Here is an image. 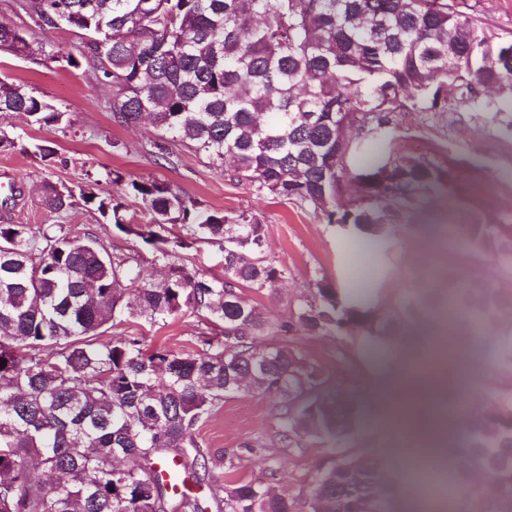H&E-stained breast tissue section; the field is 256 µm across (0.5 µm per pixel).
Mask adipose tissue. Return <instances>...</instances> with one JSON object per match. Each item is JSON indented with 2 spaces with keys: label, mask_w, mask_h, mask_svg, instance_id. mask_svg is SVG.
I'll return each instance as SVG.
<instances>
[{
  "label": "adipose tissue",
  "mask_w": 512,
  "mask_h": 512,
  "mask_svg": "<svg viewBox=\"0 0 512 512\" xmlns=\"http://www.w3.org/2000/svg\"><path fill=\"white\" fill-rule=\"evenodd\" d=\"M424 351L410 355L392 377L389 389H403L404 400L387 407L381 424L389 433L390 453L407 464L437 465L447 456V439L458 429L441 407L447 391L457 383L453 374L440 364H425Z\"/></svg>",
  "instance_id": "adipose-tissue-1"
}]
</instances>
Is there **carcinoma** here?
<instances>
[{"label": "carcinoma", "instance_id": "1", "mask_svg": "<svg viewBox=\"0 0 512 512\" xmlns=\"http://www.w3.org/2000/svg\"><path fill=\"white\" fill-rule=\"evenodd\" d=\"M465 0H23L41 27L83 32L78 54L48 53L24 31L0 25V47L16 55L100 73L113 120H149L166 144L204 155L231 179L260 194L322 211L329 224H359L364 245L396 236L400 218L424 200L443 197L451 174L431 162L368 158L349 137L357 123H389L415 109L448 112L457 99L488 112H512V38L491 32ZM488 86L500 95L487 100ZM20 113L30 126H67L66 113L24 83L0 79V114ZM46 161L54 148L26 144L0 129V151ZM365 195L335 208L351 166ZM123 176L109 170L80 189L90 211L139 237L169 268L163 283L141 277L138 258L112 255L89 233L59 224H0V512H202L189 493L166 495L156 463L181 462L185 482L201 481L196 425L239 379L282 397L275 436L284 447L316 407L322 433L341 438L354 421L322 372L288 347L268 341L298 326L309 332L346 327L336 288L317 284L320 304L300 309L296 326L270 331L245 287L273 289L284 269L263 255L264 226L243 216L201 210L166 182L131 180L145 223L102 188ZM74 191L45 184L42 205L69 212ZM217 243L224 277L207 279L177 263L185 241ZM453 250L493 252L512 264V224H466ZM427 311L472 310L475 282L453 266L423 288ZM191 310L222 327L224 342L178 355L147 353L134 336L96 341L98 331L128 319L155 323ZM512 319V296L488 297L473 325ZM469 463L512 492V405L469 425ZM314 489L311 512H382L375 464L343 459ZM217 512H294L270 487L241 484L216 502Z\"/></svg>", "mask_w": 512, "mask_h": 512}]
</instances>
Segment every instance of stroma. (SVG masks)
<instances>
[{
	"label": "stroma",
	"instance_id": "1",
	"mask_svg": "<svg viewBox=\"0 0 512 512\" xmlns=\"http://www.w3.org/2000/svg\"><path fill=\"white\" fill-rule=\"evenodd\" d=\"M24 28L33 45L46 49L77 51L83 37L69 27L36 26L20 7V0H0V24ZM28 83L47 95L66 112V127L27 125L23 115H0V128L22 134L33 143L53 142L52 163L19 151L0 153V187L20 189L22 196L6 220L11 224H55L96 236L110 252L140 255L146 281L162 279L165 267L155 262L138 238L119 231L97 213L76 204L61 217L44 209L43 181L79 190L88 179L104 169L120 171L125 179H148L169 183L196 201L201 208L243 215L264 224V254L286 271L272 290L244 289L243 295L256 305L272 325L295 322L302 306L317 302V284L326 282L338 289L350 286L358 266H366L373 284L370 309L383 316L399 312L406 316V330L386 346L385 363L367 356L372 338L360 330L311 333L296 330L283 342L296 356L317 366L331 390L345 395H362L360 423L342 439L302 432L293 447L274 439L279 397L243 389L226 396L196 426L194 437L202 452L214 461L212 480L192 488L207 512H216V502L239 483L275 488L293 500L296 512H308L311 492L322 475L340 459L366 460L379 457L384 483L393 485L392 512H421L419 482H447L463 465L467 449L453 451L447 466L424 469L421 479H407L402 464L386 455L388 441L377 419L385 405L383 384L403 365L411 348L428 344L430 338L447 336L466 353L465 368L476 374L478 383L469 394V412L480 413L512 397V320L485 325L482 333L470 335L468 316L458 315L446 328H438L432 315L421 314V294L416 282L455 263L461 280L477 281L483 295L475 296L480 307L484 295L512 294V273L498 257L485 253L470 258H452L440 248L439 226L474 221L512 224V118L480 112L467 102L456 103L449 112H405L374 132L356 128L351 132L360 149H378L410 159L427 160L452 169L456 180L450 186L456 201L451 208L433 205L425 215H412L408 228L391 241L389 251L369 256L361 253L349 229L327 223L321 210L270 195H258L246 182L217 172L204 156L180 148L174 163L155 156L156 133L142 122L132 126L113 123L98 91L99 74L89 68H65L45 58H23L0 50V78ZM205 320L183 312L156 325L135 324L130 334L139 336L149 349L186 353L200 349ZM233 457L234 469L225 472L217 463L220 455Z\"/></svg>",
	"mask_w": 512,
	"mask_h": 512
}]
</instances>
